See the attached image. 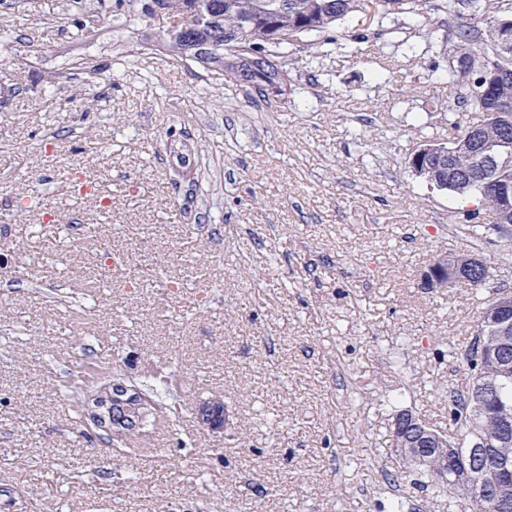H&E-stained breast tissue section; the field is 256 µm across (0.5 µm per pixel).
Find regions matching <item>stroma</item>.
I'll list each match as a JSON object with an SVG mask.
<instances>
[{"label":"stroma","mask_w":512,"mask_h":512,"mask_svg":"<svg viewBox=\"0 0 512 512\" xmlns=\"http://www.w3.org/2000/svg\"><path fill=\"white\" fill-rule=\"evenodd\" d=\"M112 4L0 7V512H471L422 493L390 432L406 409L447 427L448 346L512 291V239L472 240L469 201L407 164L448 136L446 37L481 14L451 5L430 51L409 14L347 17L317 59L302 36L281 100L150 51ZM85 29L98 79L45 93ZM438 254L487 264L477 294L422 288ZM115 377L155 404L120 454L72 411ZM226 413L224 403L220 399H212L202 404L198 414V423L204 430L217 433L223 432Z\"/></svg>","instance_id":"stroma-1"}]
</instances>
